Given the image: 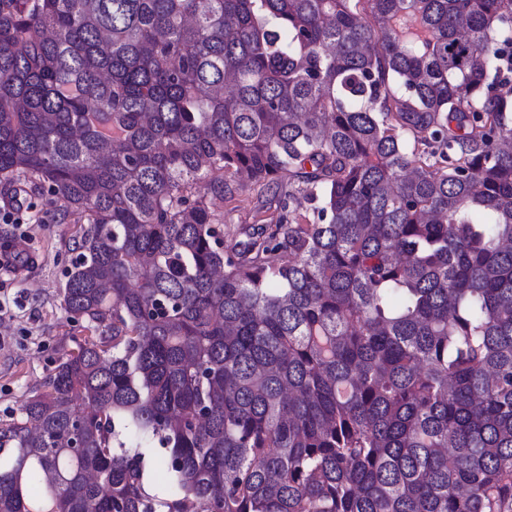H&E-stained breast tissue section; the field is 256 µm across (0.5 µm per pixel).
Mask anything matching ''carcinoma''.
Wrapping results in <instances>:
<instances>
[{
    "instance_id": "carcinoma-1",
    "label": "carcinoma",
    "mask_w": 512,
    "mask_h": 512,
    "mask_svg": "<svg viewBox=\"0 0 512 512\" xmlns=\"http://www.w3.org/2000/svg\"><path fill=\"white\" fill-rule=\"evenodd\" d=\"M0 185L94 331L0 512H512V0H0ZM280 213L279 199L258 189L240 191L233 200H224V231L226 238L242 239L251 227L274 222Z\"/></svg>"
}]
</instances>
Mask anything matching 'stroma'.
Returning a JSON list of instances; mask_svg holds the SVG:
<instances>
[{
  "mask_svg": "<svg viewBox=\"0 0 512 512\" xmlns=\"http://www.w3.org/2000/svg\"><path fill=\"white\" fill-rule=\"evenodd\" d=\"M20 200L17 223H0V241L26 235L38 261L19 275L0 270V425L8 424L41 391L58 358L85 335L63 303L65 272L80 227L59 222L63 202L47 203L31 189ZM279 212L273 194L245 189L225 202L224 228L240 239L251 227L275 221Z\"/></svg>",
  "mask_w": 512,
  "mask_h": 512,
  "instance_id": "obj_1",
  "label": "stroma"
}]
</instances>
